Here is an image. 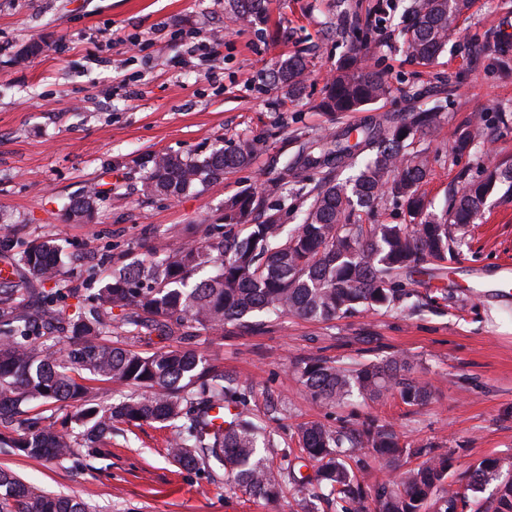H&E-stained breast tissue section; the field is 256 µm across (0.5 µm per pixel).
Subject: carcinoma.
I'll return each mask as SVG.
<instances>
[{
    "label": "carcinoma",
    "mask_w": 512,
    "mask_h": 512,
    "mask_svg": "<svg viewBox=\"0 0 512 512\" xmlns=\"http://www.w3.org/2000/svg\"><path fill=\"white\" fill-rule=\"evenodd\" d=\"M268 0H229V19L240 26L262 17ZM472 0H410L412 25L402 31L407 55L430 63L457 34L455 22ZM369 46L360 42L336 66L319 107L325 112H360L390 93L384 72L366 64ZM484 56L499 66L512 62V38L486 42ZM309 61L295 55L266 74L290 96L305 89ZM442 106L417 105L357 128H338L302 148L295 163L316 172L308 189L311 199L292 229L268 212L256 192L243 190L224 201L221 222L208 239L172 250L160 261L150 257L112 271L91 298L89 307L69 314L55 303L76 291L64 290L63 249L51 240H34L14 256L24 272L19 288L0 289V423L16 422L11 436L0 434V447L49 462L94 457L112 440V424L155 422L174 426L168 455L187 470L211 473L224 469L233 487L258 498L279 494L283 477L303 490L305 477L291 467L274 469L261 449L274 446L265 428L255 424L239 384L210 364L197 349L181 347L153 352L103 341L112 333L113 310L119 324L139 338L152 334L197 341L200 332L245 317L292 316L330 321L361 310L393 305L405 296L412 274L426 264L444 266L455 257L451 227L471 223L499 183H512V169H486L477 182L448 198L438 213L420 193L429 175L430 155L422 141L437 136ZM480 131L470 121L449 133L458 155L476 149ZM364 156L361 165L356 159ZM254 145L243 139L214 148L203 159L173 154L148 157L143 166L142 194L178 198L197 185L224 179L249 166ZM358 166L347 180L344 167ZM403 201L404 224H365L363 212L379 200ZM103 192L90 188L70 201L65 217H93ZM51 288H45V285ZM43 306L34 309L33 297ZM47 335L70 340L62 355L33 340L36 324ZM297 374L312 397L337 405L357 396L363 400L399 397L419 406L430 401V388L412 376L405 359L360 367L329 365L309 359ZM119 383L129 393L110 405L95 402L92 383ZM74 401L73 414L32 413V404L50 406ZM214 409L234 411L223 426L213 424ZM301 451L316 464L315 480L328 495L355 500L372 512H458L459 493L448 484L449 457L431 443L403 442L392 428L368 419L353 428L330 430L318 422L298 429ZM368 451L386 467L404 456H422L417 467L399 470L395 479L372 489L362 484L348 460ZM496 480L497 496L485 512H512V462L486 458L459 478L470 490ZM0 512H91L80 498L54 495L26 484L0 469Z\"/></svg>",
    "instance_id": "obj_1"
}]
</instances>
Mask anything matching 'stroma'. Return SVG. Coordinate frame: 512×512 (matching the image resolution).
<instances>
[{
  "label": "stroma",
  "mask_w": 512,
  "mask_h": 512,
  "mask_svg": "<svg viewBox=\"0 0 512 512\" xmlns=\"http://www.w3.org/2000/svg\"><path fill=\"white\" fill-rule=\"evenodd\" d=\"M409 0H270L252 25L229 23L224 0H0V227L6 246L53 238L69 260L63 278L86 287L90 267L110 271L153 249L162 258L198 244L219 221L227 198L263 193L281 220L296 224L307 201L299 186L313 172L283 183L282 169L299 148L339 126L447 98L443 133L431 143V171L421 190L434 209L465 179L512 165V70L476 62L485 40L512 36V0H473L458 33L429 64L409 58L398 37L411 22ZM367 28L371 67L383 70L391 92L361 112L336 116L317 103L325 81ZM134 37L126 51L116 37ZM38 55L21 58L30 42ZM310 63L297 97L265 81L294 54ZM485 136L477 150L453 155L447 130L469 118ZM248 139L250 167L178 199L141 194L147 156L204 158L218 145ZM106 193L92 221L64 216L89 186ZM458 259L447 270L415 275L410 296L395 306L326 321L296 317L246 330L206 332L200 350L245 388L255 421L273 433L268 457L283 466V450L299 451L296 430L308 422L336 429L368 418L390 424L409 442L447 448L450 476L488 457L512 460V193L498 188L474 223L458 232ZM406 358L427 380L428 404L400 398L315 401L295 374L308 358L354 366ZM171 428L115 423L104 456L85 466L49 464L0 448V467L46 490L72 494L95 512H303L301 493L285 488L268 502L231 488L223 474L187 471L166 454ZM295 469L313 474L307 460Z\"/></svg>",
  "instance_id": "obj_1"
}]
</instances>
